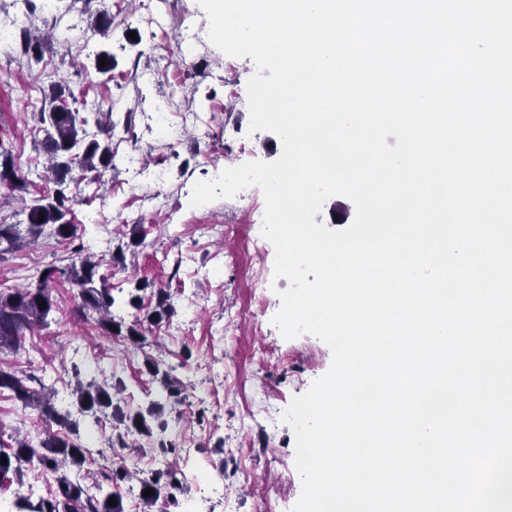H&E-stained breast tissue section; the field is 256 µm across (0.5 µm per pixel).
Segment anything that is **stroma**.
Returning <instances> with one entry per match:
<instances>
[{"mask_svg":"<svg viewBox=\"0 0 512 512\" xmlns=\"http://www.w3.org/2000/svg\"><path fill=\"white\" fill-rule=\"evenodd\" d=\"M60 11L107 13L114 19L110 44L115 67L107 74L92 67L93 49L84 39L53 31L39 60L23 56L18 43L0 50V137L15 145L29 196L45 188L40 138L30 115L44 103L51 82H66L77 109H111L116 167L102 181L85 177L82 203L72 221L84 226L95 254L110 259L121 235L136 237L126 250V270L111 278L115 316L130 318L125 304L133 279L149 282L145 310H152L153 289H164L173 315L154 326L144 346L103 335L94 319L76 310L74 284L60 282L57 306L46 326L26 334L18 350L0 351V368L41 377L54 388L73 420L78 441L94 457L109 455L116 432L112 421H93L77 411L70 396L72 367L84 379L126 387L125 409L147 401L151 388L143 372L145 356L161 367L175 366L187 395L180 415H168L167 434L181 446L176 457L182 472L181 504L200 498L194 480L198 468L223 475V492L212 493L210 512H291L302 483L295 468L296 440L281 416L292 399L309 390L330 369V348L314 336L284 338L273 319L280 308L286 278L274 276V248L255 256L249 242V212L264 208L259 188L251 198H220L206 207L190 204L197 181L249 161L272 162L283 150L274 133L250 132L247 83L256 68L251 58L226 56L205 44L189 56L180 53L184 16L196 26L208 19L197 0H58ZM164 14L166 41L142 22L148 12ZM186 116L175 140L163 138L149 118L155 106ZM208 115V126L188 117ZM139 154L148 174L132 180L125 157ZM164 174L156 186L150 174ZM70 262L66 242L47 235L33 249L0 262V290L35 282L48 265ZM39 415L21 408L11 393L0 394V444L15 434L39 441L31 423ZM180 506L170 512H182Z\"/></svg>","mask_w":512,"mask_h":512,"instance_id":"35a3bbf8","label":"stroma"}]
</instances>
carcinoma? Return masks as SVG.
Wrapping results in <instances>:
<instances>
[{
    "label": "carcinoma",
    "instance_id": "cac0c4a2",
    "mask_svg": "<svg viewBox=\"0 0 512 512\" xmlns=\"http://www.w3.org/2000/svg\"><path fill=\"white\" fill-rule=\"evenodd\" d=\"M19 39L24 53L38 58L41 38L32 31V26L21 27ZM71 96V89L66 83L55 82L45 94L49 107L34 113L39 129L44 132L41 151L46 156L45 179L50 187L46 193L25 205L23 212L27 215L26 223H0V261L7 254L37 243L47 231L69 243L76 261L66 268H46L47 274L39 275L36 283L30 286L8 292L0 291V350L18 348L25 332L47 325V318L54 308L52 288L61 279L71 281L78 287L79 309L87 317H96L103 334L123 336L137 346L146 341L145 324L156 325L172 313L168 296L163 289L158 288L153 292L156 296L154 309L145 317L136 315L127 323L113 315L115 299L108 285V276L100 272L102 262L95 258L91 247L84 240V234L78 233L77 225L71 220L73 205L78 202L80 194L75 171L100 174L115 167L116 153L112 148L111 135L114 128L112 111H59V102ZM0 187L7 189V196L0 199L4 203L22 200L27 192L13 146L1 138ZM41 214L45 215V219L40 223L38 217ZM43 302L46 307L41 309L39 304ZM144 371L150 381L156 384L158 396L134 412L114 402L112 390H122L121 384L112 386L94 380L85 382L77 377L71 395L75 396V402L81 410L95 417L100 415L112 418L116 426L123 427L128 435L146 437L151 449L165 457L175 452L176 444L163 436L167 425L164 415L167 407L181 402L183 388L171 371L160 369L159 363L150 356L145 358ZM2 390L10 391L24 407L38 410L45 421L64 427L62 432L46 428L37 447L23 438L15 440L11 451L0 450V457L7 460L5 464L0 463V476L10 472L21 475L23 466L34 457L54 475L56 489L53 495L35 504L22 498L16 503L18 512H70L72 504L81 501L86 494V489L80 483V473L90 465L88 450L72 439V436L78 435V425L69 421V413H63L55 407V389L47 387L34 375H19L0 368ZM128 447L130 444L124 440L123 435H118V449L113 451V467L102 473V480L114 484L137 479L138 498L145 506L143 512H151L162 498L176 502L170 489L182 485L178 477L180 471L171 464L149 477H140L137 472L129 469L127 458L121 453L122 449ZM147 488L153 489L154 494L144 496Z\"/></svg>",
    "mask_w": 512,
    "mask_h": 512
}]
</instances>
